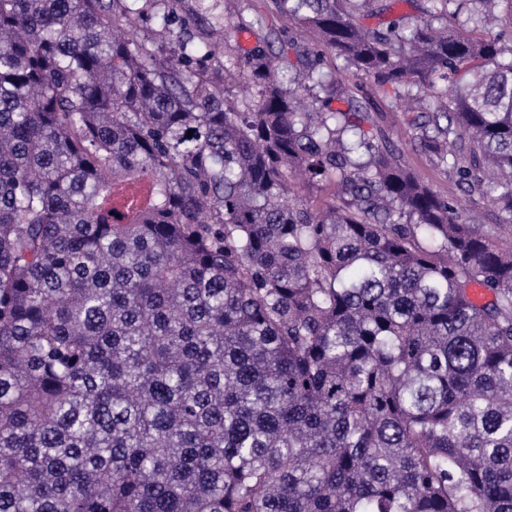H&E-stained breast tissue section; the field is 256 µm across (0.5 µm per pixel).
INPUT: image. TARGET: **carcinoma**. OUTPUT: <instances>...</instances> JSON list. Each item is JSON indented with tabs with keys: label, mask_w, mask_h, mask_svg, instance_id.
Segmentation results:
<instances>
[{
	"label": "carcinoma",
	"mask_w": 512,
	"mask_h": 512,
	"mask_svg": "<svg viewBox=\"0 0 512 512\" xmlns=\"http://www.w3.org/2000/svg\"><path fill=\"white\" fill-rule=\"evenodd\" d=\"M413 1L0 0V512H512V247L323 71L512 231V0ZM212 9L208 15L209 22L219 29L224 25V55L243 53L255 44V38L246 33L236 31L235 23L241 14L254 17L257 13L263 16L265 24L277 27H290L292 35L305 45L317 44L315 33L299 26L290 25L287 20L272 17L267 9L268 0H212ZM326 64L336 73L337 78L349 83L358 82L363 86L377 125L389 132L390 137L403 148L406 163L418 175H421L438 193L461 200L465 209L464 215L469 224H474L482 231L496 230L497 224L501 223L498 212L492 204L478 198L472 202L467 200L462 195L453 173L447 174L434 169L429 157L411 139L412 124L419 110L402 112L391 109L390 99L374 85L372 79L356 74L334 55L327 54Z\"/></svg>",
	"instance_id": "obj_1"
}]
</instances>
